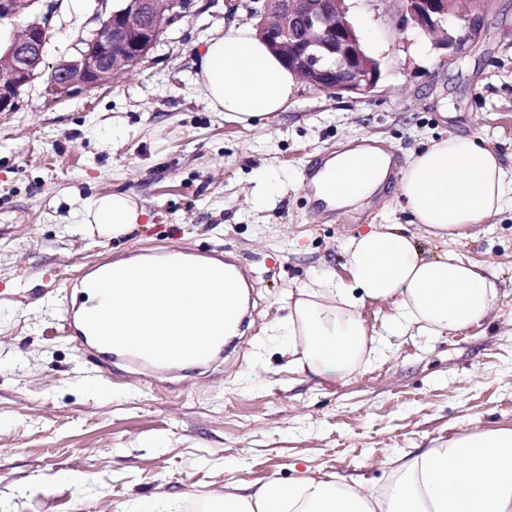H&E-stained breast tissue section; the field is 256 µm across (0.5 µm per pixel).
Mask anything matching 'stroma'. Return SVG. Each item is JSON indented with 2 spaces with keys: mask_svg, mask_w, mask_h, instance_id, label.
<instances>
[{
  "mask_svg": "<svg viewBox=\"0 0 512 512\" xmlns=\"http://www.w3.org/2000/svg\"><path fill=\"white\" fill-rule=\"evenodd\" d=\"M257 5L191 0L138 70L69 98L41 78L0 112V512H224L225 493L308 475L378 487L400 452L512 428V212L442 241L399 194L411 157L451 135L481 137L512 167V0H476L480 31L450 62L397 28L394 0H348L380 64L376 88L329 97L303 84L285 112L245 128L210 112L192 78L205 42L256 24ZM103 14L101 0H37L30 16L0 19V44L47 21L51 67ZM372 138L395 156L389 184L317 220L306 161ZM260 169L273 186L256 208L247 193ZM110 191L135 194L147 223L84 237L76 211ZM372 224L415 235L424 257L448 250L487 268L495 309L427 336L388 333L393 308L368 302L371 363L346 379L293 367L282 333L293 293L323 272L349 281L342 247ZM175 246L253 273L255 317L231 353L146 385L125 363L102 372L95 345L59 335L91 270ZM61 470L77 481L53 482Z\"/></svg>",
  "mask_w": 512,
  "mask_h": 512,
  "instance_id": "35a3bbf8",
  "label": "stroma"
}]
</instances>
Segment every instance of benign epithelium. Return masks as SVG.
Wrapping results in <instances>:
<instances>
[{"label": "benign epithelium", "mask_w": 512, "mask_h": 512, "mask_svg": "<svg viewBox=\"0 0 512 512\" xmlns=\"http://www.w3.org/2000/svg\"><path fill=\"white\" fill-rule=\"evenodd\" d=\"M38 0H0V17L31 11ZM396 26L415 29L458 54L475 39L481 17L471 0H398ZM172 0H127L111 9L93 32L97 50L81 47L53 66L47 91L71 97L100 86L117 73L135 71L155 40L153 20L171 11ZM346 0H262L254 15L260 37L288 61L312 89L327 94L366 95L376 88L380 64L371 57L347 17ZM464 31L454 37L449 26ZM47 27L32 21L0 52V112L12 109L21 88L41 75Z\"/></svg>", "instance_id": "7a95c632"}]
</instances>
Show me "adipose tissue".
<instances>
[{
	"label": "adipose tissue",
	"mask_w": 512,
	"mask_h": 512,
	"mask_svg": "<svg viewBox=\"0 0 512 512\" xmlns=\"http://www.w3.org/2000/svg\"><path fill=\"white\" fill-rule=\"evenodd\" d=\"M211 112L250 126L285 112L299 89L298 77L247 24L205 43L193 79ZM363 152L352 149L330 160L315 182L342 207L371 195L384 183L388 158L375 151L371 174L355 167ZM400 194L415 223L432 236H460L474 224L512 211V174L477 136L432 143L405 169ZM147 215L127 192L98 194L82 205V234L105 239L129 233ZM350 283L316 275L297 288L288 317L289 349L299 369L338 378L353 375L375 353L359 315L365 302H388L394 327L434 335L458 332L483 321L499 300L493 275L456 253L425 258L414 236L393 226L350 238L343 246ZM224 512H512V429L466 430L447 441L393 461L387 484L365 488L333 477L307 476L285 486L270 480L253 491L228 493Z\"/></svg>",
	"instance_id": "adipose-tissue-1"
}]
</instances>
